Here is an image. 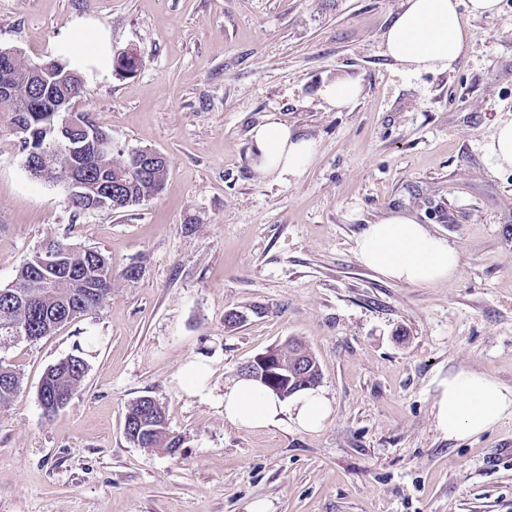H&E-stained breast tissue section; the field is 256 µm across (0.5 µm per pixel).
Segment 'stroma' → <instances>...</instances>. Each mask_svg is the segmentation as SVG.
I'll use <instances>...</instances> for the list:
<instances>
[{"label":"stroma","instance_id":"stroma-1","mask_svg":"<svg viewBox=\"0 0 512 512\" xmlns=\"http://www.w3.org/2000/svg\"><path fill=\"white\" fill-rule=\"evenodd\" d=\"M402 0H0V48L39 64L78 20L131 76L84 74L82 111L125 153L168 160L162 190L122 213H77L0 132V288L48 240L103 252L112 297L54 334L0 345L21 391L0 411V512H512V418L477 437L436 428L449 373L512 387V171L484 146L512 114V0L466 17L444 72L407 73L382 34ZM359 80L348 108L324 85ZM275 116L315 144L286 185L255 166L251 129ZM404 211L460 254L452 279L411 286L355 253ZM139 266L136 280L124 270ZM244 316L235 329L224 315ZM317 357L332 406L321 430L253 431L224 417L247 361L288 340ZM77 354L81 388L45 415V370ZM205 361L209 392L179 381ZM149 396L179 451L124 433Z\"/></svg>","mask_w":512,"mask_h":512}]
</instances>
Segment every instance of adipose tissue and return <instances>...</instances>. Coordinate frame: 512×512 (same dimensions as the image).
Returning a JSON list of instances; mask_svg holds the SVG:
<instances>
[{
	"instance_id": "1",
	"label": "adipose tissue",
	"mask_w": 512,
	"mask_h": 512,
	"mask_svg": "<svg viewBox=\"0 0 512 512\" xmlns=\"http://www.w3.org/2000/svg\"><path fill=\"white\" fill-rule=\"evenodd\" d=\"M472 38L461 21L459 0H404L382 35L386 55L410 73L452 68ZM60 47L73 68L106 72L111 46L91 25L72 27ZM251 141L258 170L279 184L299 179L315 156L311 140L272 116L252 128ZM355 252L380 276L414 286L450 279L460 265L454 247L401 212L368 225ZM434 409L436 428L444 436H478L512 417V387L486 372L460 371L441 382ZM331 413L329 400L318 390L301 392L289 404L255 380L243 378L224 390L225 419L250 430L268 428L286 416L301 429L316 431Z\"/></svg>"
}]
</instances>
